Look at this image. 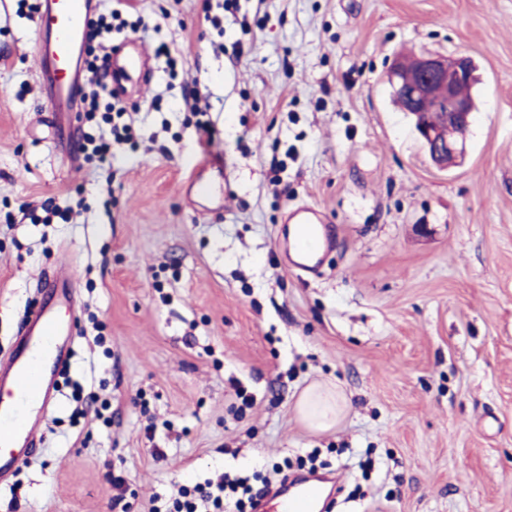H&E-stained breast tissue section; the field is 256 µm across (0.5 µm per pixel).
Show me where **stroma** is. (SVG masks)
I'll return each instance as SVG.
<instances>
[{"label":"stroma","mask_w":512,"mask_h":512,"mask_svg":"<svg viewBox=\"0 0 512 512\" xmlns=\"http://www.w3.org/2000/svg\"><path fill=\"white\" fill-rule=\"evenodd\" d=\"M126 3L152 73L121 99L136 146L103 163L86 138L109 125L56 122L34 17L0 0V356L43 306L44 274L68 266L78 293L67 381L0 512H151L312 451L337 479L331 512H512V0L99 11ZM420 54L476 66L456 168L393 101L392 63ZM200 121L224 153L219 214L183 201ZM302 204L335 240L317 278L280 255ZM315 383L346 399L325 432L296 409Z\"/></svg>","instance_id":"35a3bbf8"}]
</instances>
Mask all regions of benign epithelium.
<instances>
[{"mask_svg":"<svg viewBox=\"0 0 512 512\" xmlns=\"http://www.w3.org/2000/svg\"><path fill=\"white\" fill-rule=\"evenodd\" d=\"M473 77L472 60L421 55L412 69L395 65L390 74L394 97L403 111L415 119V129L430 159L442 168L459 163L465 153V136L474 111L471 100L459 93V85ZM432 103L430 111L440 118V126L428 122L421 104Z\"/></svg>","mask_w":512,"mask_h":512,"instance_id":"7a95c632","label":"benign epithelium"}]
</instances>
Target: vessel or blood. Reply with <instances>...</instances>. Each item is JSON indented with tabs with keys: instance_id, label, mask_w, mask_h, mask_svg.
Here are the masks:
<instances>
[{
	"instance_id": "obj_1",
	"label": "vessel or blood",
	"mask_w": 512,
	"mask_h": 512,
	"mask_svg": "<svg viewBox=\"0 0 512 512\" xmlns=\"http://www.w3.org/2000/svg\"><path fill=\"white\" fill-rule=\"evenodd\" d=\"M99 0H40L35 25L39 34L37 48L38 75L46 87L48 100L56 112L79 111L86 84L80 65V54L89 18ZM115 72L135 73L147 79L143 53L125 50L115 44L109 53ZM197 173L191 189L208 208H224L223 195L213 192L211 173L223 172L224 154L206 151L194 165ZM288 223L301 227L302 233L291 242L292 250L301 257L300 269L317 273L323 254L333 245L325 231V218L316 207L304 205L291 209ZM50 306L41 307L27 319L20 336L22 348L12 356L0 359V483L13 474L19 463L20 446L34 444L45 427L44 410L56 400L58 382L53 372L68 364L65 338L71 333L55 312L56 306H75L73 274L56 269L49 284ZM321 496V478L314 475L302 482L300 489L285 484L260 503L257 512H317Z\"/></svg>"
}]
</instances>
